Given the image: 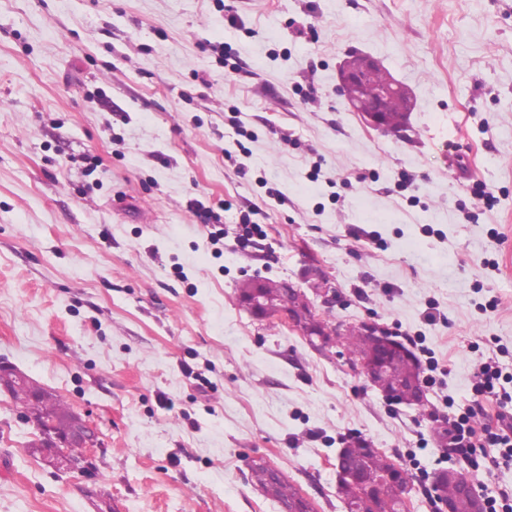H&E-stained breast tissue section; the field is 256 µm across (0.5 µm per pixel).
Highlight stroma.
I'll return each instance as SVG.
<instances>
[{
	"instance_id": "obj_1",
	"label": "stroma",
	"mask_w": 512,
	"mask_h": 512,
	"mask_svg": "<svg viewBox=\"0 0 512 512\" xmlns=\"http://www.w3.org/2000/svg\"><path fill=\"white\" fill-rule=\"evenodd\" d=\"M355 51L409 88V138L337 92ZM308 263L332 325L437 360L425 409L241 306ZM491 357L512 374V0H0V361L105 445L55 474L0 392V512H281L258 459L345 512L352 436L438 512L420 475L470 472L436 434ZM470 474L512 489V464Z\"/></svg>"
}]
</instances>
